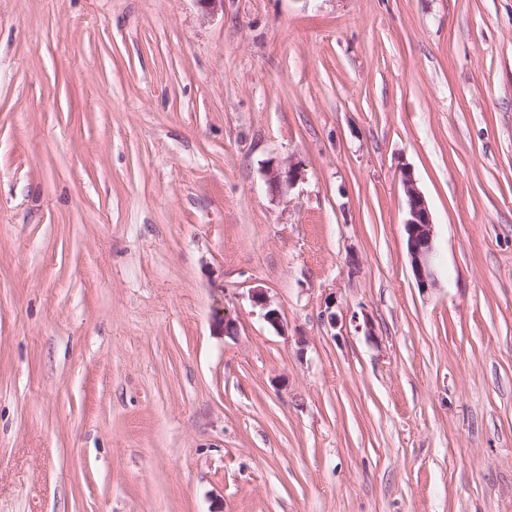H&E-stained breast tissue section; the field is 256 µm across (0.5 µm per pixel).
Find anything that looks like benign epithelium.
<instances>
[{
	"mask_svg": "<svg viewBox=\"0 0 512 512\" xmlns=\"http://www.w3.org/2000/svg\"><path fill=\"white\" fill-rule=\"evenodd\" d=\"M266 182L273 193L279 192L283 185L295 183L301 176V167L295 162L285 165L269 164L266 172ZM408 218L404 223L406 245L411 262V269L417 288L427 292L435 288V247L434 224L427 201L416 185L413 173L408 169L401 170ZM252 302L263 310L264 320L278 333L286 334L288 325L281 311L273 306L268 292L260 287L250 290ZM215 328L220 334L228 337L237 335L238 324L234 314L226 310L215 320Z\"/></svg>",
	"mask_w": 512,
	"mask_h": 512,
	"instance_id": "7a95c632",
	"label": "benign epithelium"
}]
</instances>
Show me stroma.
Wrapping results in <instances>:
<instances>
[{
  "label": "stroma",
  "mask_w": 512,
  "mask_h": 512,
  "mask_svg": "<svg viewBox=\"0 0 512 512\" xmlns=\"http://www.w3.org/2000/svg\"><path fill=\"white\" fill-rule=\"evenodd\" d=\"M0 512H512V0H0ZM266 182L272 193L280 192L283 185H292L301 176V167L298 163L288 161V164L279 163L269 164L266 172ZM408 218L404 223L406 245L417 288L427 292L435 288L434 224L427 201L416 185L411 170H401ZM252 302L263 311L264 320L278 333L286 335L288 325L284 321L281 311L273 306L268 292L264 288L255 287L250 290Z\"/></svg>",
  "instance_id": "35a3bbf8"
}]
</instances>
